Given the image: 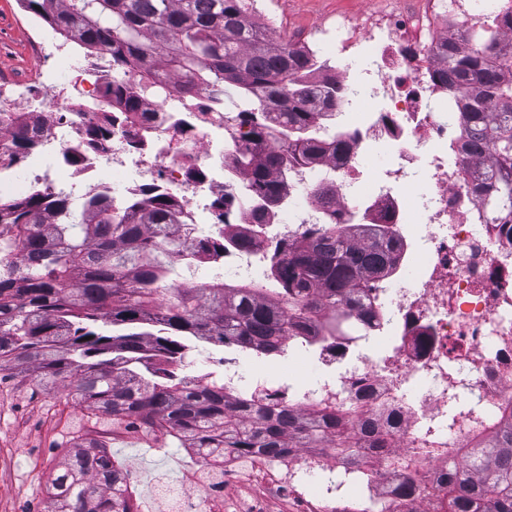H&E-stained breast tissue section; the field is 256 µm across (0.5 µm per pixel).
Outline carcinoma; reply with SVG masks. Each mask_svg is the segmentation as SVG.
I'll list each match as a JSON object with an SVG mask.
<instances>
[{
    "mask_svg": "<svg viewBox=\"0 0 512 512\" xmlns=\"http://www.w3.org/2000/svg\"><path fill=\"white\" fill-rule=\"evenodd\" d=\"M60 35L106 62V72L140 73V90L123 79L104 82L98 123L85 127L84 149L112 136L113 105L141 112L158 94L160 63L181 79L192 105L206 90L225 119L247 128L232 158L244 176L235 194L214 203L218 217L236 204L262 202L251 227H221L187 242L178 211L161 194L123 207L91 198L82 210L51 190L0 201V382L23 376L51 393L69 382L66 404L112 433L141 431L182 448H221L241 458L274 460L325 443L347 459L346 475H365L368 451L385 460L378 475L411 467L394 454L387 433L363 412L367 392L348 402L283 403L279 392L250 394L207 374L184 373L196 343L256 356L324 357L369 339L373 311L365 303L376 281L400 268L403 240L395 224H360L332 211L299 238L266 235L269 212L281 206L286 173L342 158L354 135L336 129L351 89L303 45L277 42L248 20V0H20ZM512 6L474 28L439 40L426 74L452 90L448 114L460 115L467 139L452 147L472 175L478 224L512 225ZM37 146L26 130L4 159L12 167ZM228 250L262 252L260 279L233 284L205 279L187 288L182 273L217 263ZM472 407L448 404V466L438 489L441 512H512V412L455 450L453 433ZM70 451L51 475L46 512H131L112 487L123 471L104 441L72 432ZM394 498L409 504L424 488L402 481Z\"/></svg>",
    "mask_w": 512,
    "mask_h": 512,
    "instance_id": "obj_1",
    "label": "carcinoma"
}]
</instances>
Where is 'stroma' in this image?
I'll return each mask as SVG.
<instances>
[{
	"mask_svg": "<svg viewBox=\"0 0 512 512\" xmlns=\"http://www.w3.org/2000/svg\"><path fill=\"white\" fill-rule=\"evenodd\" d=\"M269 11L260 24L276 30L281 41L305 42L312 31L333 27L338 18L427 11L428 0H269ZM48 25L25 11L18 0H0V73L27 77L37 69L30 51L31 33L48 32ZM233 369L251 377L259 373L277 380L298 376L306 385L328 375L329 370L314 357L265 358L213 347L197 353L187 371L193 375L223 373ZM65 388L44 394L22 379L0 385V512H43L48 501L50 475L66 454L59 443L68 431L93 430L80 410L66 406ZM112 455L136 477L135 492L140 512H168L165 488L178 486L188 512H228L227 506L248 498L261 477L242 472L224 489L223 500L211 499L199 472L196 456L173 444L150 436L130 433L114 436ZM301 485L317 496L344 500L359 481L321 469L300 473Z\"/></svg>",
	"mask_w": 512,
	"mask_h": 512,
	"instance_id": "35a3bbf8",
	"label": "stroma"
}]
</instances>
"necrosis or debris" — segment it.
<instances>
[{
    "label": "necrosis or debris",
    "mask_w": 512,
    "mask_h": 512,
    "mask_svg": "<svg viewBox=\"0 0 512 512\" xmlns=\"http://www.w3.org/2000/svg\"><path fill=\"white\" fill-rule=\"evenodd\" d=\"M336 26L373 55L365 95L375 117L349 124L356 139L344 160L327 157L289 173L284 203L295 206V219L273 224L270 235L299 233L303 223L331 206L369 224L407 223V192L414 173L423 171L426 190L418 208L424 229L406 242L418 277L395 291L386 282L375 291L387 315L378 333L389 337L390 345L374 360L345 351L334 378L319 384L314 396L340 402L355 382L367 385L366 408L373 417L383 423L398 416L394 451L418 461L426 490L421 501L427 504L436 485L433 469L447 465L448 454L425 452V438L447 418L449 398L470 392L476 416L487 423L512 403V248L493 225L473 220L470 190L448 156L461 128L444 113L443 97L428 86L406 91L399 73L409 31H417L422 48L434 43L435 34L420 19L352 18ZM32 48L43 65L38 75L0 80V155L7 153L18 126L40 127L37 150L26 163L30 188L64 191L76 206L90 195L111 197L120 206L131 195L163 193L178 206L182 227L210 230L217 221L214 204L231 188L224 162L244 133L225 136L223 119L184 111L176 80L167 77L163 98H145L137 114L116 113L111 138L83 163L84 183L74 182L70 156L80 148L83 127L96 120L84 100L100 89L105 75L74 65L69 41L48 44L36 35ZM65 64L72 77L62 86L55 75ZM379 142L396 153L397 162L368 184L359 159ZM322 186L327 196L318 195Z\"/></svg>",
    "instance_id": "1"
}]
</instances>
